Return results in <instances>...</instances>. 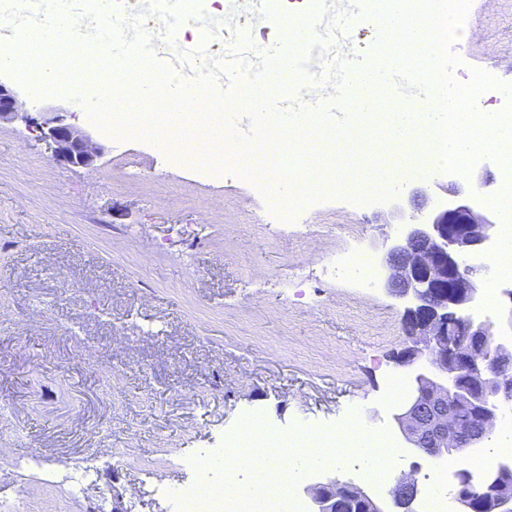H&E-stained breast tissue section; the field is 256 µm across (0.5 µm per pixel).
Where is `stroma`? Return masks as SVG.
<instances>
[{
    "label": "stroma",
    "mask_w": 512,
    "mask_h": 512,
    "mask_svg": "<svg viewBox=\"0 0 512 512\" xmlns=\"http://www.w3.org/2000/svg\"><path fill=\"white\" fill-rule=\"evenodd\" d=\"M471 64L508 61L512 0H473ZM104 149L89 167L55 160L23 122L0 125V448L44 468L0 465L19 512H170L159 486L191 480L178 456L220 448L242 415L272 430L341 428L396 437L410 375L401 299L329 274L344 247L378 260L397 236L382 205L353 208L330 183L300 226L266 224L248 184L181 164L157 139L113 137L74 92L22 89ZM93 454L97 480L69 499L47 482Z\"/></svg>",
    "instance_id": "stroma-1"
}]
</instances>
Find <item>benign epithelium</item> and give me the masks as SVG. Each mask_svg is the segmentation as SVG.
Wrapping results in <instances>:
<instances>
[{"mask_svg": "<svg viewBox=\"0 0 512 512\" xmlns=\"http://www.w3.org/2000/svg\"><path fill=\"white\" fill-rule=\"evenodd\" d=\"M17 120L28 122V110L19 91L0 79V122ZM37 133L52 157L69 166H90L102 153L101 145L66 123L61 112ZM410 195L414 213L399 203L393 205L388 218L397 220L400 235L379 259L385 286L405 302L403 321L410 339L395 363L410 368L413 390L392 418L408 452L436 459L462 445L453 422L455 404L476 405L488 432L502 403L512 400V378L487 371L490 359H512V337L490 336L488 325L472 316L471 309L481 300L478 270L460 262L461 256L485 247L496 227L494 220L471 208L461 189L454 203L427 212L417 206L426 189L414 188ZM421 211L422 220L416 217ZM455 321L465 322L469 339L450 348L448 335ZM419 470L417 465L402 472L387 500L336 478L308 484L303 491L312 504L310 512H342L351 498L367 504L368 512H392L410 507L416 499Z\"/></svg>", "mask_w": 512, "mask_h": 512, "instance_id": "obj_1", "label": "benign epithelium"}]
</instances>
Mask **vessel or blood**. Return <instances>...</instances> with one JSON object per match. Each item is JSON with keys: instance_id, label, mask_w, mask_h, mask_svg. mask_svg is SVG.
Returning <instances> with one entry per match:
<instances>
[{"instance_id": "1", "label": "vessel or blood", "mask_w": 512, "mask_h": 512, "mask_svg": "<svg viewBox=\"0 0 512 512\" xmlns=\"http://www.w3.org/2000/svg\"><path fill=\"white\" fill-rule=\"evenodd\" d=\"M316 7L308 25L310 48L317 54L313 63V74L295 89L283 96L274 98V111L288 108H314L319 112H332L337 123H345L348 109L342 100L348 95L345 82L346 74H359L376 68L377 61L384 55L383 48H376L374 55L356 53L350 48L352 30L369 16L374 0H346L345 9L338 21L327 22L319 6L323 0H314ZM213 71L220 80L218 93L235 91L233 114L225 121L224 129L234 142H241L243 135L253 133L255 122L249 113L250 92L246 81V71L237 55L228 53L218 61ZM378 91L371 106L372 111L379 112L393 95L408 97L419 94L421 88L412 82L400 70L388 69L383 79L377 80Z\"/></svg>"}]
</instances>
